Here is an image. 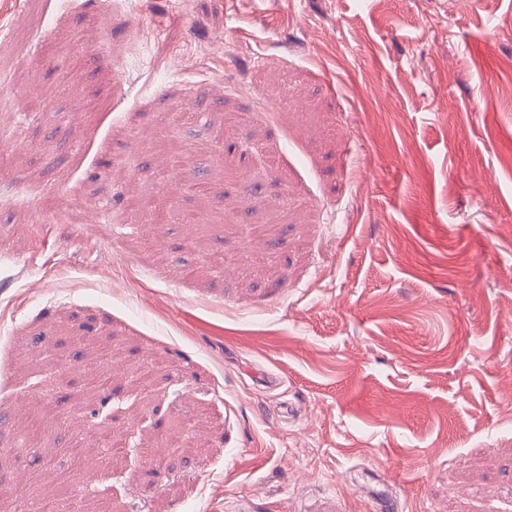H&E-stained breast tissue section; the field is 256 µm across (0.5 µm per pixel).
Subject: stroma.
Returning a JSON list of instances; mask_svg holds the SVG:
<instances>
[{"mask_svg": "<svg viewBox=\"0 0 512 512\" xmlns=\"http://www.w3.org/2000/svg\"><path fill=\"white\" fill-rule=\"evenodd\" d=\"M511 17L0 0L11 512H512Z\"/></svg>", "mask_w": 512, "mask_h": 512, "instance_id": "1", "label": "stroma"}]
</instances>
